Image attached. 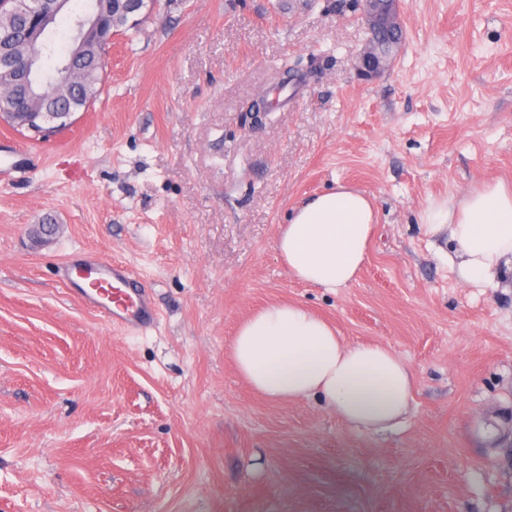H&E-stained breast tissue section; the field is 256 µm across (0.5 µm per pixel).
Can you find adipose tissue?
<instances>
[{
  "instance_id": "ef3b65f1",
  "label": "adipose tissue",
  "mask_w": 512,
  "mask_h": 512,
  "mask_svg": "<svg viewBox=\"0 0 512 512\" xmlns=\"http://www.w3.org/2000/svg\"><path fill=\"white\" fill-rule=\"evenodd\" d=\"M422 222L447 232L464 282L491 284L512 270L511 185L483 182L424 212ZM376 224L373 199L339 183L293 209L275 250L294 279L333 293L357 280ZM231 351L239 374L266 398H318L354 429L391 430L410 411L411 365L388 345L344 341L304 304L273 303L246 318Z\"/></svg>"
}]
</instances>
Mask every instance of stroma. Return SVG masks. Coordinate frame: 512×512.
<instances>
[{"instance_id": "1", "label": "stroma", "mask_w": 512, "mask_h": 512, "mask_svg": "<svg viewBox=\"0 0 512 512\" xmlns=\"http://www.w3.org/2000/svg\"><path fill=\"white\" fill-rule=\"evenodd\" d=\"M391 70L358 77L357 0H161L115 37L62 132L0 123V512H512V281L463 283L419 217L512 184V0H400ZM302 69L281 86L284 61ZM264 98L262 125L246 116ZM347 184L378 223L357 281L292 279L293 208ZM56 223L37 243L44 217ZM92 251L151 288L108 326L56 275ZM292 301L417 376L396 430L238 374V325Z\"/></svg>"}]
</instances>
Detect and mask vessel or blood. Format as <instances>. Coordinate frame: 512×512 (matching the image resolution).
<instances>
[{
    "label": "vessel or blood",
    "instance_id": "vessel-or-blood-1",
    "mask_svg": "<svg viewBox=\"0 0 512 512\" xmlns=\"http://www.w3.org/2000/svg\"><path fill=\"white\" fill-rule=\"evenodd\" d=\"M58 278L83 306L100 313L111 326L140 330L157 321L152 292L140 287L122 262L84 252L61 262Z\"/></svg>",
    "mask_w": 512,
    "mask_h": 512
}]
</instances>
